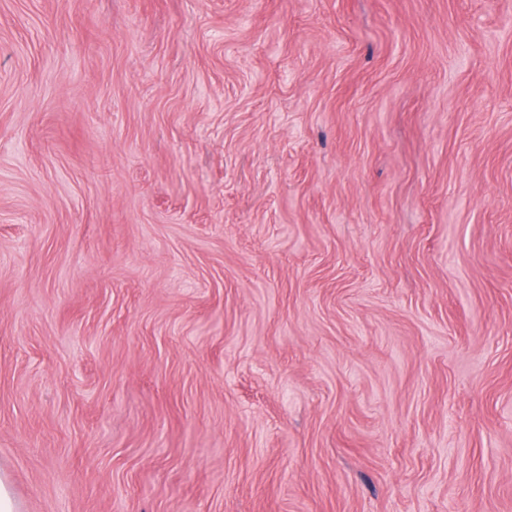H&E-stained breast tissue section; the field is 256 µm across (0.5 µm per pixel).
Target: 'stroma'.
I'll return each mask as SVG.
<instances>
[{
	"mask_svg": "<svg viewBox=\"0 0 512 512\" xmlns=\"http://www.w3.org/2000/svg\"><path fill=\"white\" fill-rule=\"evenodd\" d=\"M20 512H512V0H0Z\"/></svg>",
	"mask_w": 512,
	"mask_h": 512,
	"instance_id": "1",
	"label": "stroma"
}]
</instances>
